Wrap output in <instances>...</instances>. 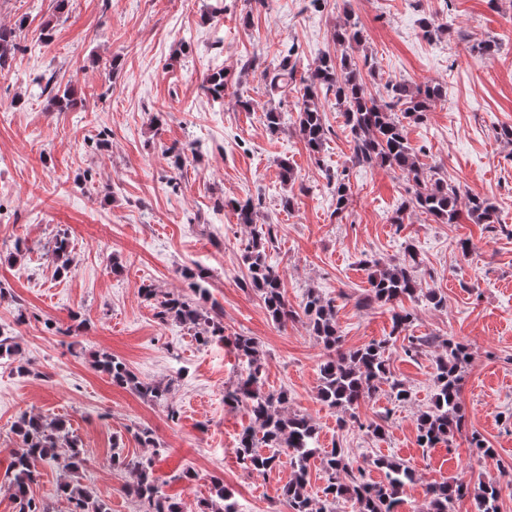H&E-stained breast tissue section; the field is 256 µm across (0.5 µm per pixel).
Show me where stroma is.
Masks as SVG:
<instances>
[{
    "instance_id": "stroma-1",
    "label": "stroma",
    "mask_w": 512,
    "mask_h": 512,
    "mask_svg": "<svg viewBox=\"0 0 512 512\" xmlns=\"http://www.w3.org/2000/svg\"><path fill=\"white\" fill-rule=\"evenodd\" d=\"M429 15L440 30L427 37L420 21ZM349 19L363 40L348 53L369 62L376 99H386L391 81L443 85L424 121L408 124V139L427 174L491 199L495 223L438 224L418 211L395 223L408 181L353 163L334 98L321 103L330 129L323 151L305 149L293 99L269 97L260 70L291 44L305 67L316 66L335 54L331 34ZM47 22L53 38L44 43ZM0 25L16 28L20 44L0 71V333L18 345L0 361V474L19 445L15 421L35 412L66 420L88 452L81 481L111 512H139L124 491L133 474L110 459L147 455L137 437L144 428L161 447L155 474L183 512H202L217 478L239 512H288L280 489L290 467L250 474L237 459L251 416L228 409L224 389L243 361L230 346H204L187 328L161 323L154 301L139 292L144 284L184 291L180 271L197 264L210 276L194 301L222 310L225 335L255 338L263 390L287 391L289 413L312 419L319 447L343 448L357 461L389 456L415 470L398 512H426L428 486L449 479L496 482L498 512H512V144L499 136L512 126V0H326L319 8L310 0H68L61 12L56 0H0ZM488 39L499 43L491 60L475 49ZM219 70L229 89L215 101L199 85ZM51 77L74 86L83 108L50 110L40 86ZM239 95L253 110L236 106ZM274 106L284 117L276 133L263 122ZM190 145L194 153L175 168L171 150ZM283 159L295 173L287 185ZM333 173L346 174L353 191L338 217ZM247 198L256 222L273 227L268 254L289 303L300 308L311 288L334 297L347 350L392 330L391 306L363 302L369 262L401 261L414 245L417 276L444 305L402 302L414 314L408 335L435 342L415 358L398 344L386 352L411 392L407 403L381 387L358 406L357 427L339 426L340 410L321 403L325 350L304 316L277 325L241 285L250 229L226 202ZM60 236L70 244L67 272L51 257ZM48 319L57 331L45 328ZM450 338L470 353L460 388L464 427L449 444L422 448L417 418L432 406L439 346ZM102 351L140 379L170 383L168 405L112 384L93 366ZM370 423L384 425L385 436L368 433ZM474 431L493 456L471 447Z\"/></svg>"
}]
</instances>
